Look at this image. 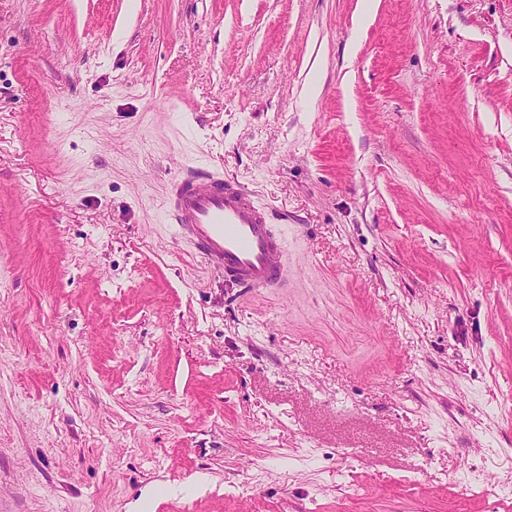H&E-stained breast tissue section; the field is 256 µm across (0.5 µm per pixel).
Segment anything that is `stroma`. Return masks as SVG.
Wrapping results in <instances>:
<instances>
[{"instance_id":"35a3bbf8","label":"stroma","mask_w":512,"mask_h":512,"mask_svg":"<svg viewBox=\"0 0 512 512\" xmlns=\"http://www.w3.org/2000/svg\"><path fill=\"white\" fill-rule=\"evenodd\" d=\"M363 4L0 0V512H512V0ZM174 232L208 265L247 291L277 293L288 281V257L273 215L232 178L196 168L169 184Z\"/></svg>"}]
</instances>
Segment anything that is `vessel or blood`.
<instances>
[{"label":"vessel or blood","mask_w":512,"mask_h":512,"mask_svg":"<svg viewBox=\"0 0 512 512\" xmlns=\"http://www.w3.org/2000/svg\"><path fill=\"white\" fill-rule=\"evenodd\" d=\"M174 232L236 287L277 293L288 257L272 213L236 180L196 168L169 184Z\"/></svg>","instance_id":"b4317fda"}]
</instances>
